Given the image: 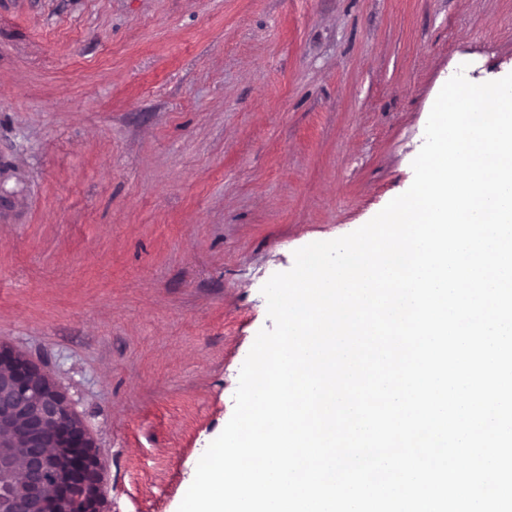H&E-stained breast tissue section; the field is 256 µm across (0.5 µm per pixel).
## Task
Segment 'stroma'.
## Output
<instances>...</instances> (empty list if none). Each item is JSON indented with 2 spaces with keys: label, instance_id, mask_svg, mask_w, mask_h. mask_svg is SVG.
Returning a JSON list of instances; mask_svg holds the SVG:
<instances>
[{
  "label": "stroma",
  "instance_id": "stroma-1",
  "mask_svg": "<svg viewBox=\"0 0 512 512\" xmlns=\"http://www.w3.org/2000/svg\"><path fill=\"white\" fill-rule=\"evenodd\" d=\"M460 70L512 73V0H0V342L104 512H178L262 286L410 187Z\"/></svg>",
  "mask_w": 512,
  "mask_h": 512
}]
</instances>
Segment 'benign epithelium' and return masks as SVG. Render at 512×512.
Listing matches in <instances>:
<instances>
[{"mask_svg":"<svg viewBox=\"0 0 512 512\" xmlns=\"http://www.w3.org/2000/svg\"><path fill=\"white\" fill-rule=\"evenodd\" d=\"M15 460L20 489L0 488L9 512H103L101 462L83 421L44 372L0 343V466Z\"/></svg>","mask_w":512,"mask_h":512,"instance_id":"obj_1","label":"benign epithelium"}]
</instances>
